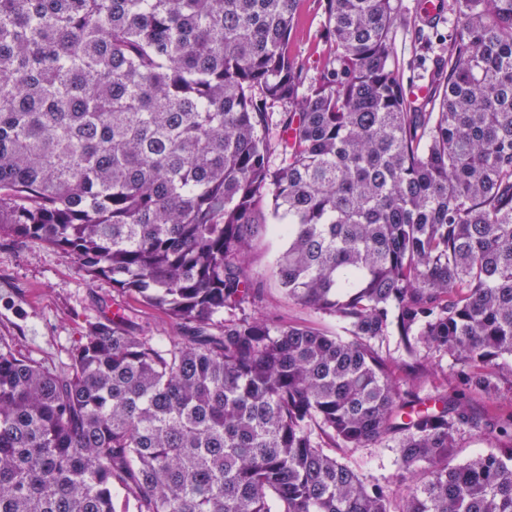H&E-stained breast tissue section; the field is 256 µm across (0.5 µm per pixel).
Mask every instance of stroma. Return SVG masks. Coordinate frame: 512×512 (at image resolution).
<instances>
[{"label":"stroma","instance_id":"35a3bbf8","mask_svg":"<svg viewBox=\"0 0 512 512\" xmlns=\"http://www.w3.org/2000/svg\"><path fill=\"white\" fill-rule=\"evenodd\" d=\"M418 2L400 0L392 37L403 83L415 87L424 85V67L435 56L425 44V33L413 25ZM293 49L312 67L327 51L323 18L315 0H307L304 6ZM284 247V240L270 229L251 251L249 275L262 290L259 314L283 324L309 326L332 336H343V325L338 319L289 300L278 287L274 267ZM113 297L110 279L84 272L61 249L38 240L0 238V336L45 367L59 371L67 366L84 326L110 314ZM498 364L496 395H473L468 402L471 415L484 417L512 411V356L499 358ZM460 371L452 357L429 352L418 375V396L428 400L441 390L454 392L461 385ZM397 448V440L388 439L364 448L328 444L324 451L358 472L367 483L391 489L393 505L398 508L409 483L400 478L393 464Z\"/></svg>","mask_w":512,"mask_h":512}]
</instances>
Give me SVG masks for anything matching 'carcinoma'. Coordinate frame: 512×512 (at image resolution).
<instances>
[{
    "label": "carcinoma",
    "mask_w": 512,
    "mask_h": 512,
    "mask_svg": "<svg viewBox=\"0 0 512 512\" xmlns=\"http://www.w3.org/2000/svg\"><path fill=\"white\" fill-rule=\"evenodd\" d=\"M317 2L311 78L303 0H0V237L178 331L119 304L59 372L0 337V512H116L117 488L132 512H512V412H467L512 356V0L440 4L424 96L392 53L399 0ZM270 224L279 288L351 339L251 313ZM422 346L462 366L428 406ZM461 425L499 448L450 465ZM322 435L398 440L404 506ZM295 54L310 66L309 76L316 77L317 62L326 53L323 18L317 9V2L309 0L304 5L303 13L293 39ZM125 309L131 324L136 330H148L153 336L174 334V325L159 310L142 305L132 299H126Z\"/></svg>",
    "instance_id": "1"
}]
</instances>
